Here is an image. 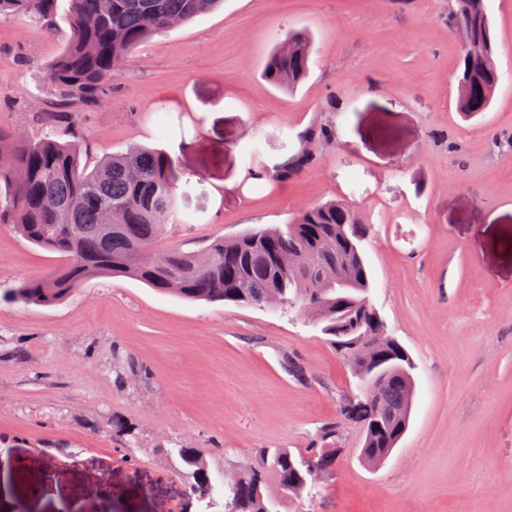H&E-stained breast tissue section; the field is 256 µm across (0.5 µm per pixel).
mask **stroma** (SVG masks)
I'll return each instance as SVG.
<instances>
[{
  "instance_id": "35a3bbf8",
  "label": "stroma",
  "mask_w": 512,
  "mask_h": 512,
  "mask_svg": "<svg viewBox=\"0 0 512 512\" xmlns=\"http://www.w3.org/2000/svg\"><path fill=\"white\" fill-rule=\"evenodd\" d=\"M499 76L486 112L457 110L454 0H224L149 39L112 76L101 105L77 101L92 157L167 151L190 223L167 239L282 224L343 198L370 226V298L409 351L416 394L407 433L380 465L340 421L336 461L301 512H512V0H486ZM25 16L0 21V130L39 137L57 97L42 78L62 47ZM318 53L294 91L262 76L288 32ZM336 128L316 165L273 189L310 125ZM0 226V512H204L164 451L191 444L244 462L304 451L340 420L350 368L295 312L191 302L124 276L88 280L52 306L7 302L58 266ZM131 362L118 382L112 353ZM130 424L137 445L112 437Z\"/></svg>"
}]
</instances>
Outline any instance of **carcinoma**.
Listing matches in <instances>:
<instances>
[{"label": "carcinoma", "mask_w": 512, "mask_h": 512, "mask_svg": "<svg viewBox=\"0 0 512 512\" xmlns=\"http://www.w3.org/2000/svg\"><path fill=\"white\" fill-rule=\"evenodd\" d=\"M224 0H68L60 52L45 78L61 100L100 105L112 74L148 38L210 13ZM453 23L470 28L472 44L460 49L462 74L457 108L472 118L490 107L497 86L492 22L485 0H455ZM59 0H0V21L26 15L47 34L56 33ZM313 39L294 32L278 41L262 72L280 89L293 91L307 79ZM333 127L315 124L299 134V149L273 171L250 166L247 177L272 187L288 183L313 165L321 147L333 143ZM85 139L36 140L0 132V224L30 244L58 255L60 265L23 282L9 294L16 303L55 305L95 277L122 275L155 291L189 301L229 302L257 308L276 302L283 311L310 316L337 354L355 365L359 393L342 412L360 408V452L367 464L384 462L408 430L415 396L414 364L389 334L369 298L370 271L363 243L369 227L342 199L301 210L287 224L214 239L199 252L177 245L157 250L167 226L185 224L174 181V163L162 149L142 146L107 155L92 165ZM112 229H104L105 211ZM340 434L324 424L310 455L289 448H262L250 462L211 467L212 454L183 445L166 449L184 476L187 494L223 504L224 512H298L314 457L327 465Z\"/></svg>", "instance_id": "cac0c4a2"}]
</instances>
